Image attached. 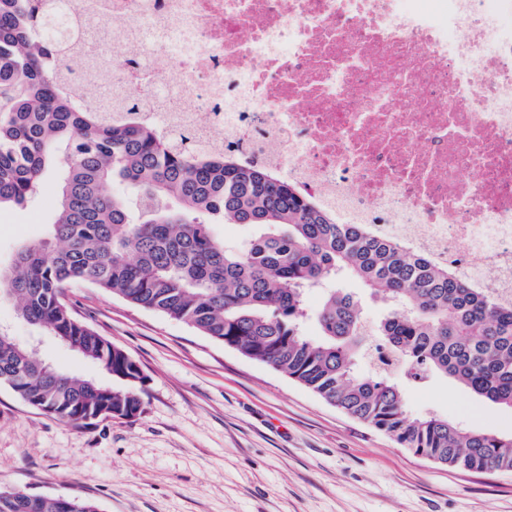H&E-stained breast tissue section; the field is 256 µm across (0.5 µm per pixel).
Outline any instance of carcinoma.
Here are the masks:
<instances>
[{
    "label": "carcinoma",
    "mask_w": 512,
    "mask_h": 512,
    "mask_svg": "<svg viewBox=\"0 0 512 512\" xmlns=\"http://www.w3.org/2000/svg\"><path fill=\"white\" fill-rule=\"evenodd\" d=\"M79 31L34 18L28 0H0V208H22L53 167L60 202L50 236L19 248L0 271V298L17 317L96 364L111 381L80 379L0 334V384L65 424L142 406L138 364L81 321L69 288L87 284L192 327L307 386L327 403L416 455L473 472H512V434L480 432L436 414L413 416L395 369L434 374L512 410V301L475 288L369 224H338L323 206L265 166L232 152H199L133 113L78 104L60 44ZM252 230L242 247L213 234L220 222ZM387 305L376 327L342 278ZM334 284L304 334V294ZM373 365L365 375L359 365ZM0 512H62L0 496Z\"/></svg>",
    "instance_id": "1"
}]
</instances>
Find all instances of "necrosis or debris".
<instances>
[{"mask_svg":"<svg viewBox=\"0 0 512 512\" xmlns=\"http://www.w3.org/2000/svg\"><path fill=\"white\" fill-rule=\"evenodd\" d=\"M162 128L512 289V0H31Z\"/></svg>","mask_w":512,"mask_h":512,"instance_id":"4bbe7bcc","label":"necrosis or debris"}]
</instances>
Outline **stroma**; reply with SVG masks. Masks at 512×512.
<instances>
[{"label":"stroma","mask_w":512,"mask_h":512,"mask_svg":"<svg viewBox=\"0 0 512 512\" xmlns=\"http://www.w3.org/2000/svg\"><path fill=\"white\" fill-rule=\"evenodd\" d=\"M57 181L50 174L24 208L0 211L1 265L48 236ZM68 296L139 365L142 410L75 427L0 385V490L85 497L101 512H512V472L436 464L181 322L90 285ZM0 328L76 376H103L5 300ZM393 379L411 414L512 433V411L445 378Z\"/></svg>","instance_id":"obj_1"}]
</instances>
